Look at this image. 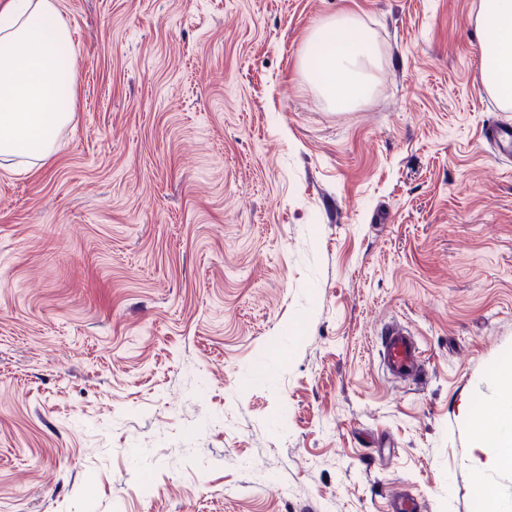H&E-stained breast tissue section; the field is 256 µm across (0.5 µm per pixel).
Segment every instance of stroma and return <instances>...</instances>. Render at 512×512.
Listing matches in <instances>:
<instances>
[{"mask_svg":"<svg viewBox=\"0 0 512 512\" xmlns=\"http://www.w3.org/2000/svg\"><path fill=\"white\" fill-rule=\"evenodd\" d=\"M480 0H59L76 115L0 167V512H479L512 365ZM355 14L371 94L300 66ZM407 323L425 376L384 373ZM497 403L493 412L473 414L468 406L464 416L469 423L477 472L488 468L512 467V371L497 379ZM506 416L510 418L504 419Z\"/></svg>","mask_w":512,"mask_h":512,"instance_id":"obj_1","label":"stroma"}]
</instances>
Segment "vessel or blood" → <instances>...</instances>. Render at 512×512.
<instances>
[{
  "mask_svg": "<svg viewBox=\"0 0 512 512\" xmlns=\"http://www.w3.org/2000/svg\"><path fill=\"white\" fill-rule=\"evenodd\" d=\"M382 365L390 378L417 382L422 376V351L417 339L397 322L383 325L378 340Z\"/></svg>",
  "mask_w": 512,
  "mask_h": 512,
  "instance_id": "vessel-or-blood-1",
  "label": "vessel or blood"
}]
</instances>
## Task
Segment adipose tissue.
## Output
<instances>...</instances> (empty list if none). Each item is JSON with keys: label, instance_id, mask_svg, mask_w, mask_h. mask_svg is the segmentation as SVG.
<instances>
[{"label": "adipose tissue", "instance_id": "adipose-tissue-1", "mask_svg": "<svg viewBox=\"0 0 512 512\" xmlns=\"http://www.w3.org/2000/svg\"><path fill=\"white\" fill-rule=\"evenodd\" d=\"M475 24L483 34L485 89L512 107V0H480ZM70 34L57 0H6L0 6V160L29 158L39 165L54 153L58 131L76 112L77 69L68 56ZM353 15L321 22L307 54L320 66L328 101L346 110L366 98L376 58ZM494 411L466 413L477 470L512 467V373L497 379Z\"/></svg>", "mask_w": 512, "mask_h": 512}]
</instances>
